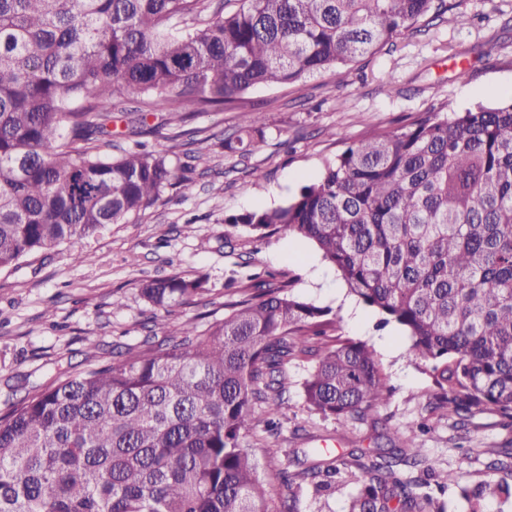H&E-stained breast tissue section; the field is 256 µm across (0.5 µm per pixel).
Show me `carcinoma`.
Segmentation results:
<instances>
[{
  "label": "carcinoma",
  "instance_id": "carcinoma-1",
  "mask_svg": "<svg viewBox=\"0 0 512 512\" xmlns=\"http://www.w3.org/2000/svg\"><path fill=\"white\" fill-rule=\"evenodd\" d=\"M0 0V270L40 251L127 224L183 181L167 154L112 157L116 98L158 111L240 106L257 86L292 85L373 55L455 8L446 0ZM265 117L248 111L224 153L245 156ZM264 237L313 242L350 291L402 326L434 378L435 407L495 408L512 426V100L432 108L394 131L372 130L284 205L224 216ZM203 275L144 282L171 312L209 293ZM224 319L181 324L176 342L118 363L63 372L0 415V512H275L243 445L254 406L275 414L292 360L317 362L307 408L362 419L388 391L375 351L336 335L331 310L269 273L241 289ZM351 450L300 462L288 483L322 491L359 472L349 512H444L395 468L418 452ZM494 477L456 482L468 512L512 500V448Z\"/></svg>",
  "mask_w": 512,
  "mask_h": 512
}]
</instances>
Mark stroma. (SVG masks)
Instances as JSON below:
<instances>
[{
	"label": "stroma",
	"mask_w": 512,
	"mask_h": 512,
	"mask_svg": "<svg viewBox=\"0 0 512 512\" xmlns=\"http://www.w3.org/2000/svg\"><path fill=\"white\" fill-rule=\"evenodd\" d=\"M457 2L455 23L405 32L375 55L294 85L251 89L245 101L265 113L267 129L245 157L228 158L220 146L242 125V112H198L183 123L148 114L147 125L163 128L162 136L147 137L149 148L184 166L185 180L130 223L82 241L88 263H73L70 247L62 245L0 272V411L60 369L83 366L86 337L100 342L101 360L119 361L145 337H176L187 319L204 328L223 318L225 301L251 276L271 272L290 280L302 300L331 309L339 334L371 346L389 388L365 419H326L304 402L302 383L314 360L290 363L278 413H256L244 437L276 500L293 501L296 512H348L358 490L350 475L336 476L318 492L282 483L281 472H294L295 455L315 448L325 456L345 448L374 454L406 427L415 431L420 464L401 468L400 480L426 481L431 469L473 484L489 479L490 450L512 448V427L497 410H476L463 423L431 409L433 378L410 354L405 331L349 295L313 245L224 224L231 213L285 204L368 129H398L441 102L461 111L512 99V0ZM462 67L468 77L459 81ZM199 135L206 138L202 162L192 158ZM254 168L259 177L251 176ZM196 273L207 275L210 288L198 304L169 313L139 294L142 280ZM117 298L122 307H114Z\"/></svg>",
	"instance_id": "stroma-1"
}]
</instances>
